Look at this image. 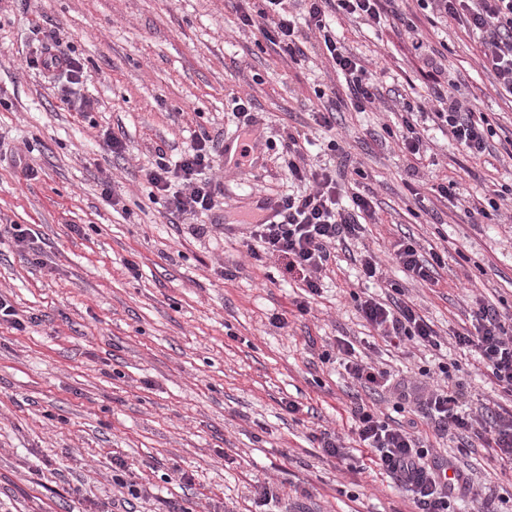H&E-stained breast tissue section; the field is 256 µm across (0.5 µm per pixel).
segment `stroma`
I'll return each instance as SVG.
<instances>
[{"instance_id": "1", "label": "stroma", "mask_w": 512, "mask_h": 512, "mask_svg": "<svg viewBox=\"0 0 512 512\" xmlns=\"http://www.w3.org/2000/svg\"><path fill=\"white\" fill-rule=\"evenodd\" d=\"M237 5L0 0V225L28 229L41 257L33 263L0 235V292L25 324H0V512H413L371 470L369 451L353 449L345 466L312 440L323 429L348 438L355 397L388 415L397 401L386 390L359 394L338 360L321 361L343 340L414 384L420 367L457 361L467 412L512 413L489 370L452 346L473 328L474 299L512 313V201L488 217L476 212L512 187V99L480 67L477 35L431 23L415 0H399V18L378 26L333 18L347 52L385 88L384 103L358 112L319 36L290 60L240 24ZM49 38L73 42L83 84L28 66ZM436 83L475 100L495 130L489 155L467 156L428 119L425 156L403 149L401 115L431 111ZM237 97L251 99L255 124L233 112ZM333 108L330 134L315 117ZM107 130L123 137L122 156L106 146ZM289 133L308 140L309 163L340 171L342 186L377 203L376 223L337 247L304 316L299 275L252 258L242 235L224 233L243 214L263 215L262 198L296 191L269 146ZM203 135L224 206L201 224L171 223L141 169L157 149L176 157ZM333 136L345 154L328 149ZM244 143L252 167L224 168L225 150ZM18 154L34 178L19 173ZM446 178L457 183L448 200L430 190ZM107 187L118 205L103 201ZM408 235L441 256L437 284L413 281L390 260ZM366 251L381 281L361 277ZM390 284L413 300L440 348L385 345L361 318L357 300ZM289 400L298 412L287 411ZM423 440L471 478L456 512H477L482 498L512 512V471L480 440L429 431ZM116 459L130 465L122 487L112 480ZM261 486L270 501L259 499Z\"/></svg>"}]
</instances>
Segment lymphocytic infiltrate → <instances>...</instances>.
<instances>
[{"label": "lymphocytic infiltrate", "instance_id": "1", "mask_svg": "<svg viewBox=\"0 0 512 512\" xmlns=\"http://www.w3.org/2000/svg\"><path fill=\"white\" fill-rule=\"evenodd\" d=\"M389 0H256L252 10L240 11L242 25L258 30L263 39L290 59L302 56V30L318 34L324 47L347 81L351 100L358 111H366L380 98L378 83L366 65L353 58L337 41L328 22L343 14L380 25L387 17ZM431 19H452L474 31L480 38V64L494 74L496 90L512 97V0H416ZM43 68L80 83L84 68L73 45L43 46ZM436 108L432 120L448 129L461 151L472 156L488 152L495 131L488 120L477 117L476 105L462 101L441 86H434ZM280 157L291 181L301 184L296 194L277 197L274 217L252 224L248 251L254 258L278 257L288 261L289 271L299 272L306 297L298 301L300 314L310 311V301L321 294V275L336 258L337 246L360 237L361 216H374L371 195L354 192L341 199L335 174L307 167L294 135L280 140ZM213 167L208 137H200L178 160L157 151L144 176L163 198L175 220L196 219L220 207V192L206 172ZM392 259L410 277L424 285L436 284L442 264L439 254L424 256L414 238L400 239L393 246ZM357 310L387 345L412 343L436 348V332L419 314L413 301L396 299L385 303L369 297L359 301ZM474 333L460 334L456 347L476 353L479 363L490 369L505 392H512V330L507 316L489 305H480ZM346 355L344 368L350 378L366 391L388 387L390 377L374 362L358 357L352 343L340 346ZM431 386L416 385L402 391L413 400L416 410L406 421L390 423L381 411L364 401L350 408L354 442L366 448L380 474L390 478L412 501L416 512H451L455 498L471 492L468 474L448 458L431 453L419 438L420 424L431 425L438 436L475 435L492 448L502 466L512 469V417L498 413L474 417L460 411L462 392L453 380L450 364H439L431 373Z\"/></svg>", "mask_w": 512, "mask_h": 512}]
</instances>
